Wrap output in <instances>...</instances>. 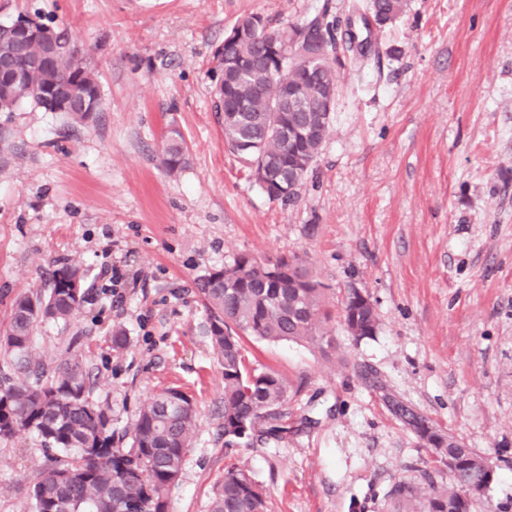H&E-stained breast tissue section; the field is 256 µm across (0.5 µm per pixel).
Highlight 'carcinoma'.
<instances>
[{
	"label": "carcinoma",
	"instance_id": "cac0c4a2",
	"mask_svg": "<svg viewBox=\"0 0 512 512\" xmlns=\"http://www.w3.org/2000/svg\"><path fill=\"white\" fill-rule=\"evenodd\" d=\"M408 7V0H364L353 5L361 15H372L378 28L393 22ZM316 15L301 26L275 28L259 13L241 18L235 27L244 35L235 42V65L224 66L214 58L209 75L212 82L213 111L223 120L224 141L241 158L272 164V177L283 184L303 183L316 162L331 119L317 94L325 86H337L341 57L353 52L355 43L338 38L340 21ZM269 27L276 43L259 41L250 33L254 22ZM30 22L20 17L0 27V85L20 81L22 87L0 112H13L30 101L46 112L55 111L44 94L56 86H71L77 94L92 90L101 93L97 73L77 42L63 33L49 68L34 67L38 44L15 48L16 26ZM293 48L322 50L325 57L308 69L295 65L289 56ZM298 87L300 99L280 112V123L288 137L275 131L271 104L283 96L284 88ZM308 131L298 138L296 132ZM162 163L177 174L188 163L183 134L178 140L165 139ZM288 274L274 279L270 264L241 254L233 262L196 282L208 313L207 334L224 363V447L238 445L239 430L264 421V434L279 437L285 428L277 425L280 408L288 400V385L275 371H250L245 365L242 338L250 336L268 342L288 341L315 345L324 337L329 313L323 309V288L303 260L293 255ZM84 278L71 264L53 270L46 294L18 298L0 346L5 355L34 377L33 383L0 386V438L33 432L48 450L62 449L71 460L45 469L31 490L33 512H168L166 492L181 474L186 448L196 426L191 401L181 405L170 400L167 389L149 399L140 409L131 429L129 448L112 447V419L106 408L89 401V375L77 361L60 362L46 371L32 359L31 340L39 320L68 323L85 302L76 297L66 282ZM344 323L349 336L360 342L373 338L379 329L376 310L367 300L347 297ZM398 415L420 438L446 440L445 450L460 465L448 485H432L418 496L415 487L396 483L390 495L411 503L418 501L422 512H474L476 501L466 498L475 489L485 496L493 478L488 458L438 430L425 416L407 406ZM210 512H267L265 493L244 470L224 472Z\"/></svg>",
	"mask_w": 512,
	"mask_h": 512
}]
</instances>
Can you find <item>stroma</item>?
I'll return each mask as SVG.
<instances>
[{
    "mask_svg": "<svg viewBox=\"0 0 512 512\" xmlns=\"http://www.w3.org/2000/svg\"><path fill=\"white\" fill-rule=\"evenodd\" d=\"M352 0H0V25L40 17L96 68L102 111L72 122L31 102L0 112V333L14 303L63 264L88 296L38 322L34 359L72 354L120 447L154 394L192 397L197 424L169 512H209L225 469L248 472L268 512H406L405 482L447 484L399 401L489 457L478 512H512V0H409L345 60L336 110L293 201L270 199L224 142L209 71L235 22L300 24ZM177 124L189 163L162 164ZM241 254L298 255L332 314L327 345L245 339L247 364L288 383L283 437L224 445V367L195 282ZM125 273L121 305L101 268ZM380 329L353 342L351 291ZM127 334L113 347L115 328ZM36 435L0 438V512H31L48 466Z\"/></svg>",
    "mask_w": 512,
    "mask_h": 512,
    "instance_id": "1",
    "label": "stroma"
}]
</instances>
